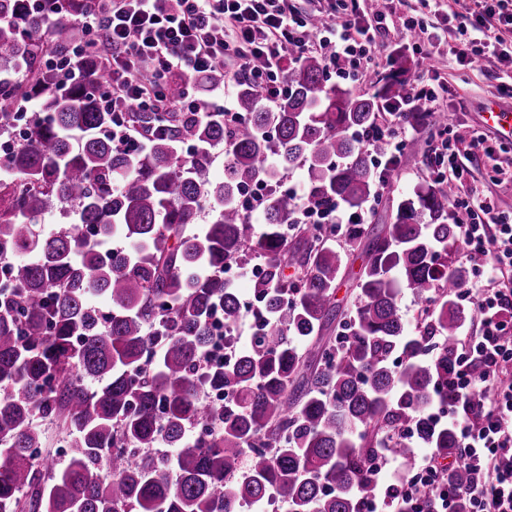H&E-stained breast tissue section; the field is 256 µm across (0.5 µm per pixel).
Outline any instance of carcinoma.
I'll use <instances>...</instances> for the list:
<instances>
[{
    "label": "carcinoma",
    "mask_w": 512,
    "mask_h": 512,
    "mask_svg": "<svg viewBox=\"0 0 512 512\" xmlns=\"http://www.w3.org/2000/svg\"><path fill=\"white\" fill-rule=\"evenodd\" d=\"M88 2L0 25V69L22 65L40 84L25 138L0 156V512H242L271 498L289 512H362L379 449L412 468L407 424L450 454L453 428L427 406L434 393L448 402L465 319L462 275L448 260L453 187L422 184L389 223L347 226L344 245L365 255L348 312L336 301L342 252L328 244L336 225L295 224L289 200L273 195L259 234L239 202L244 186L294 169L305 170L306 198L320 210L357 211L379 197L372 157L386 146L352 132L408 85L390 81L373 95L330 85L324 50L292 65L291 93L272 107L240 82L235 128L219 112L127 115L146 140L133 152L107 134L112 113L100 106L107 41L74 82L41 63L49 47L69 51ZM223 83L219 69L197 78L205 93ZM25 95L0 85L4 107ZM410 122L444 126L448 114L414 112ZM216 145L224 179L213 182ZM56 204L75 207L79 224L42 237L35 226ZM206 205L216 215L198 233ZM95 238L129 247L104 251ZM247 249L265 264L252 284L264 332L231 359L204 363L213 317L229 327L246 311L224 267ZM404 290L425 303L416 335L399 306ZM94 296L109 300L108 314ZM332 325L336 341L321 342ZM225 390L235 398L200 401ZM37 416L68 440L66 461L45 448ZM160 443L173 458L154 455Z\"/></svg>",
    "instance_id": "obj_1"
}]
</instances>
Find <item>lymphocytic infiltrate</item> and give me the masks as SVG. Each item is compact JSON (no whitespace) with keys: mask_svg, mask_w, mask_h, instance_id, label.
I'll return each instance as SVG.
<instances>
[{"mask_svg":"<svg viewBox=\"0 0 512 512\" xmlns=\"http://www.w3.org/2000/svg\"><path fill=\"white\" fill-rule=\"evenodd\" d=\"M452 17H464L454 31V55L465 65L503 45L512 33V0H452ZM387 13L377 10L364 21L350 12L331 14L312 26L288 0H92L80 15L82 38L63 57L49 56L48 71L78 78L76 59L99 39L112 46L106 63L107 87L100 101L113 112L112 137L129 148L139 139L126 125L131 112H196L197 76L220 68L225 86L246 80L257 86L265 104L287 96V72L299 57L332 47L328 68L343 80L377 74V39ZM451 91L437 68H428L407 93L383 103L384 119L371 137L387 152L374 168L397 162L408 140V113L426 107L447 110ZM439 144L427 158L431 178L454 187L448 200L457 238L478 282L458 289L457 301L474 312L478 334L463 333L455 342L448 370V422L456 458L422 454L411 470L394 468L383 451L370 467L375 483L363 512H512V215L498 211L467 184L468 169L454 148L452 127L438 128ZM469 472L466 486L449 480L456 460Z\"/></svg>","mask_w":512,"mask_h":512,"instance_id":"1","label":"lymphocytic infiltrate"}]
</instances>
